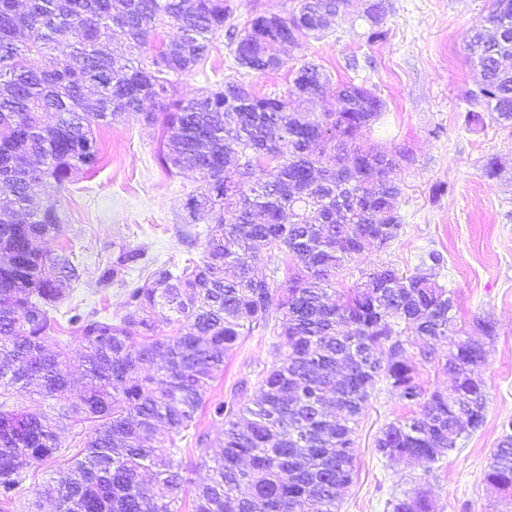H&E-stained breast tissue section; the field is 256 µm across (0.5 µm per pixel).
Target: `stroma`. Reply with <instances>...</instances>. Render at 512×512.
<instances>
[{
	"instance_id": "35a3bbf8",
	"label": "stroma",
	"mask_w": 512,
	"mask_h": 512,
	"mask_svg": "<svg viewBox=\"0 0 512 512\" xmlns=\"http://www.w3.org/2000/svg\"><path fill=\"white\" fill-rule=\"evenodd\" d=\"M373 2L351 0L325 34L285 51V66L273 72L240 67L227 37H219L204 66L182 76L179 93L190 98L231 78L256 95H281L293 70L312 61L330 83L306 111L334 109L336 87L345 83L382 99V116L363 129L359 144L405 153L397 203L403 226L389 248L369 249L348 262L336 288L356 286L362 272L384 263L415 273L434 252L443 259L439 281L454 299L457 329L472 336L475 321L488 319L497 331L486 362L475 370L486 397L485 422L438 462L390 461L376 452L380 431L415 412L386 381L376 384L357 427L356 472L341 493L339 512H390L389 501L405 491L426 494L434 512H512V496L485 480L502 425L512 419V128L485 113L471 119V95L481 77L466 50L469 31L492 0H383L385 16L377 27L384 35L378 39L367 18ZM96 136L98 166L61 191L63 230L39 247L51 254L72 248L90 270L67 288L65 307L116 320L126 289L143 282L152 266L200 258L201 248H187L176 233L182 206L199 182L192 172L171 173L159 164L161 130L144 125L137 114L97 129ZM492 160L498 164L493 176L486 171ZM115 242L141 250L143 258L128 270L124 285L102 288L97 267ZM276 343L260 332L243 337L214 381L211 399H252L278 358ZM423 343L415 336L407 346L418 359L420 383L429 393H452L443 368L447 344H437L434 358L424 362L418 358Z\"/></svg>"
}]
</instances>
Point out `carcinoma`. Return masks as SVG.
I'll use <instances>...</instances> for the list:
<instances>
[{"instance_id":"1","label":"carcinoma","mask_w":512,"mask_h":512,"mask_svg":"<svg viewBox=\"0 0 512 512\" xmlns=\"http://www.w3.org/2000/svg\"><path fill=\"white\" fill-rule=\"evenodd\" d=\"M349 0H301L294 16L274 15L261 30L257 15L233 35L235 58L270 71L275 44L298 47L324 32ZM233 10L228 0H0V187L14 208L0 211V505H15L35 464L60 461L56 477L27 503L38 512L46 495L56 512H185L187 483L181 443L215 462L193 489L191 512H337L338 492L352 480L353 435L380 379L417 411L388 424L376 439L385 458L436 462L455 449L463 427L483 425L482 387L467 382L486 361L455 328L453 299L437 281L442 258L408 274L381 265L338 296L346 263L370 246L387 248L400 234L395 171L400 152L364 150L361 130L382 108L372 92L342 84L336 110L310 116L301 105L322 94L329 76L302 64L282 96L254 95L226 80L192 98L178 96L179 78L203 65ZM178 30L173 41L165 29ZM125 44L101 40L112 28ZM71 52L62 58L57 44ZM467 50L481 71L476 101L500 126L512 127V0H493ZM44 60L40 69L30 55ZM53 112L52 125L42 114ZM128 112L159 124L175 145L160 156L168 171L191 169L201 182L187 198L178 236L187 247L207 220L200 260L166 264L129 288L119 321L63 313L83 348L84 393L69 403V358L51 333L63 285L85 267L73 252L48 256L34 241L60 234L65 215L47 193L66 189L100 161L95 129ZM265 248L285 276L253 272ZM143 253L112 244L98 285L123 281ZM176 327L160 336L159 324ZM255 330L282 339L283 352L245 403L210 404L224 425L213 441L197 430L199 412L239 339ZM411 336L448 343L445 369L454 396L425 394ZM58 406L49 417L12 403L32 383ZM491 454L489 483L512 492V420ZM72 434L62 451L60 431ZM391 512H432L428 497L403 494Z\"/></svg>"}]
</instances>
